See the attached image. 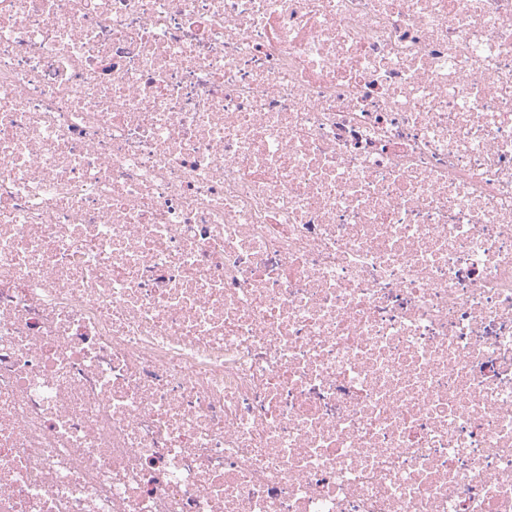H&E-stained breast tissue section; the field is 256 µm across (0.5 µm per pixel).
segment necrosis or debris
Masks as SVG:
<instances>
[{"instance_id": "necrosis-or-debris-1", "label": "necrosis or debris", "mask_w": 512, "mask_h": 512, "mask_svg": "<svg viewBox=\"0 0 512 512\" xmlns=\"http://www.w3.org/2000/svg\"><path fill=\"white\" fill-rule=\"evenodd\" d=\"M0 512H512V0H0Z\"/></svg>"}]
</instances>
